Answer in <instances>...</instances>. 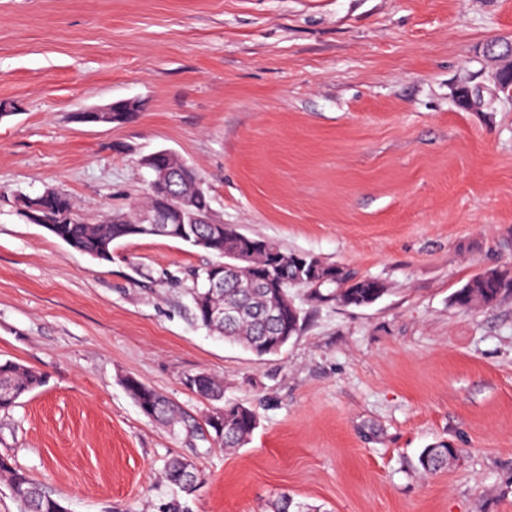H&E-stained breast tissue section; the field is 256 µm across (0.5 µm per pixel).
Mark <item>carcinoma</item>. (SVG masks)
Wrapping results in <instances>:
<instances>
[{
    "label": "carcinoma",
    "mask_w": 512,
    "mask_h": 512,
    "mask_svg": "<svg viewBox=\"0 0 512 512\" xmlns=\"http://www.w3.org/2000/svg\"><path fill=\"white\" fill-rule=\"evenodd\" d=\"M201 180L195 169L188 165L181 169L172 182L148 193L144 204L133 213H112L104 221L90 222L82 218L75 204L67 195L60 193L49 201V205L67 212L73 219L56 225L52 235L82 254L99 261L112 258V244L136 236H145L137 229L142 213L174 205L178 199H192L191 215L184 223L172 225L176 233L171 238L194 247L210 251L224 260H236L238 264L224 268V304L242 310L243 315L232 323L212 322L206 307L208 289H193L192 304L195 319L209 333L232 341L248 351L274 336L275 326L268 319V309L274 302L276 289L258 286L257 274L265 269L280 285L278 293L291 298L293 288H309L313 294L334 300L345 306L362 307L372 300L380 299L386 292V284L378 278L358 277L342 266L316 261L310 276L299 279L291 263L296 253L278 242L246 235L230 224H193L191 216L209 213L210 197L207 191L199 190ZM327 293H322L321 289ZM512 295V270L493 268L481 272L459 288L452 303L459 309L471 311L478 307L492 306L502 298ZM190 387L213 403L206 424L213 431V439L224 448H241L246 445L258 426L254 410L237 403H224V384L207 373H199L187 379ZM45 384V376L15 362L0 363V411L8 412L18 400ZM126 388L138 407L149 406L153 418L166 424L186 422L181 408L154 388L135 378L125 381ZM224 415L222 430H217L213 417ZM458 449L440 444L424 449L419 455L423 472L433 474L448 466L457 456ZM0 477L7 479L16 499L23 505V512H66L61 502L33 483L5 456H0ZM164 478L182 491L190 478L186 460H171ZM272 512H302V506L284 492L272 505Z\"/></svg>",
    "instance_id": "1"
}]
</instances>
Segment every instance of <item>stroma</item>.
Segmentation results:
<instances>
[{"label": "stroma", "mask_w": 512, "mask_h": 512, "mask_svg": "<svg viewBox=\"0 0 512 512\" xmlns=\"http://www.w3.org/2000/svg\"><path fill=\"white\" fill-rule=\"evenodd\" d=\"M512 41V0H0V362L44 386L0 414V455L67 512H512V296L453 293L512 268V100L454 86ZM139 101L131 123L79 113ZM200 176L216 220L387 293L355 308L297 293L302 325L258 357L193 315L216 255L164 237L96 261L19 212L68 195L87 220L146 197L145 156ZM205 372L255 410L216 445ZM135 377L199 420L144 415ZM458 451L425 475L423 449ZM192 461L193 494L162 480ZM512 295V270L493 268L481 272L459 288L452 303L459 309L471 311L492 306L505 296Z\"/></svg>", "instance_id": "35a3bbf8"}]
</instances>
